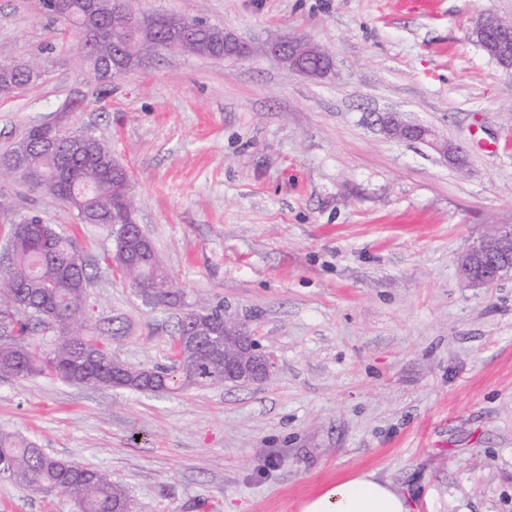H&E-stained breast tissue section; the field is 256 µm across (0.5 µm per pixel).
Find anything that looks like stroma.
I'll return each mask as SVG.
<instances>
[{
	"mask_svg": "<svg viewBox=\"0 0 512 512\" xmlns=\"http://www.w3.org/2000/svg\"><path fill=\"white\" fill-rule=\"evenodd\" d=\"M435 2L126 0L252 54L169 51L102 83L39 0H0V46L44 71L0 95V153L42 122L110 141L176 288L223 305L275 356L262 385L177 394L3 376L0 429L107 471L135 512H300L371 470L414 512H512V275L477 288L458 266L512 225V72L470 36L484 13L512 20V0ZM287 33L333 70L283 67L268 48ZM387 112L461 144L465 171L387 137ZM30 214L91 268L87 333L128 364L170 365L181 313L113 270L107 228L0 177V256ZM70 510L0 480V512ZM196 42L202 45L199 51L202 55L224 51L225 57L242 58L247 56L251 49L248 43L228 36L214 27L204 28L197 36Z\"/></svg>",
	"mask_w": 512,
	"mask_h": 512,
	"instance_id": "35a3bbf8",
	"label": "stroma"
}]
</instances>
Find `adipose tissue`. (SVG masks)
<instances>
[{"label":"adipose tissue","instance_id":"1","mask_svg":"<svg viewBox=\"0 0 512 512\" xmlns=\"http://www.w3.org/2000/svg\"><path fill=\"white\" fill-rule=\"evenodd\" d=\"M301 512H412V503L402 488L367 471L326 486Z\"/></svg>","mask_w":512,"mask_h":512}]
</instances>
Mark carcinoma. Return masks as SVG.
Instances as JSON below:
<instances>
[{"label": "carcinoma", "instance_id": "carcinoma-1", "mask_svg": "<svg viewBox=\"0 0 512 512\" xmlns=\"http://www.w3.org/2000/svg\"><path fill=\"white\" fill-rule=\"evenodd\" d=\"M70 14L62 21L74 29L79 49L90 46L93 54L85 55L90 64L96 57L112 51V38H101L98 32L84 27L80 18L82 0H69ZM202 45L200 54L219 53L224 50V32L208 27L197 36ZM40 79L31 74L25 63L15 64L9 77L0 74V92L9 93ZM46 132V125L33 126L26 135L16 141L23 147L29 169L43 173L35 180L25 175L19 179L32 187L54 196L67 208L76 212L79 223H85L83 215L103 217L102 226L110 228L124 221L122 200L125 196L135 199L126 185L131 183L124 167L112 162V145L99 137L88 135L92 140V153L73 152L65 157L73 188L68 192L58 186L52 172L59 163L55 157L39 151L37 144ZM38 216L32 215L10 227L9 266L0 270V314L13 310L21 315L14 327L16 336L9 343H0V376L47 375L67 383L86 386H112V371L120 376V387L140 390L154 376L153 367H131L118 359L110 358L105 366L79 372L78 359L86 347H100L98 336L83 332L85 301L91 274L81 259L71 237L57 231L52 224H43L40 232L34 225ZM121 239H116L114 263L116 270L131 285L143 288H174L172 277L154 252L142 256L135 264L121 258ZM55 331L59 334L54 347L46 352L33 335ZM173 378L157 381L152 391L170 394L184 388L208 389L224 384V365H210L185 349H178L177 360L172 364ZM4 479L40 493L58 492L73 504L74 512H133L130 498L112 477L100 470L75 469L70 462L53 457L34 442L16 433L0 430V471Z\"/></svg>", "mask_w": 512, "mask_h": 512}]
</instances>
